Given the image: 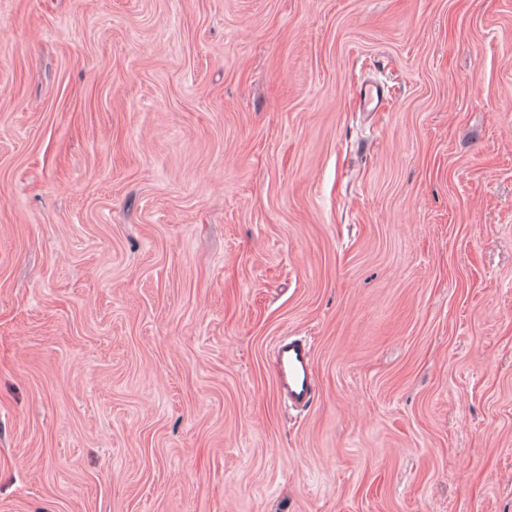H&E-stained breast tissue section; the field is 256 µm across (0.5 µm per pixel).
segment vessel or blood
I'll return each instance as SVG.
<instances>
[{
  "label": "vessel or blood",
  "mask_w": 512,
  "mask_h": 512,
  "mask_svg": "<svg viewBox=\"0 0 512 512\" xmlns=\"http://www.w3.org/2000/svg\"><path fill=\"white\" fill-rule=\"evenodd\" d=\"M277 381L289 401L298 407L313 403L317 392L312 355L308 343L288 338L274 348Z\"/></svg>",
  "instance_id": "b4317fda"
}]
</instances>
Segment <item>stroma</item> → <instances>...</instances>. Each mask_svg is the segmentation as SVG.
<instances>
[{"mask_svg": "<svg viewBox=\"0 0 512 512\" xmlns=\"http://www.w3.org/2000/svg\"><path fill=\"white\" fill-rule=\"evenodd\" d=\"M0 512H512V0H0ZM277 381L288 400L296 407L313 403L317 392L312 355L308 343L301 339L281 340L274 348Z\"/></svg>", "mask_w": 512, "mask_h": 512, "instance_id": "1", "label": "stroma"}]
</instances>
